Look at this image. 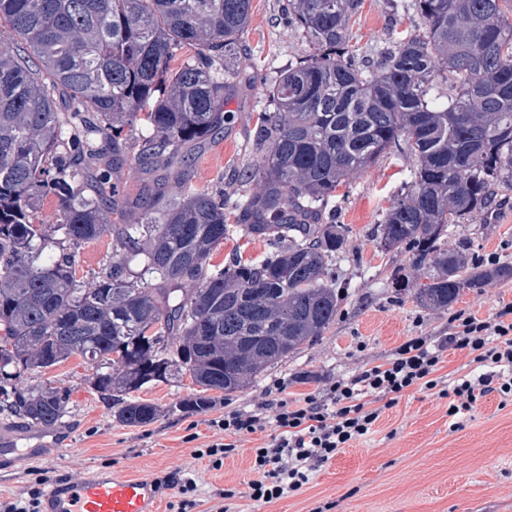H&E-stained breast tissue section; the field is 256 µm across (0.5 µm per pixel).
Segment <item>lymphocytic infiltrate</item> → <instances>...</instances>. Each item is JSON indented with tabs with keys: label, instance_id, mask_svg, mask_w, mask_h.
Segmentation results:
<instances>
[{
	"label": "lymphocytic infiltrate",
	"instance_id": "f902f5d3",
	"mask_svg": "<svg viewBox=\"0 0 512 512\" xmlns=\"http://www.w3.org/2000/svg\"><path fill=\"white\" fill-rule=\"evenodd\" d=\"M450 349L468 351L480 374L453 382L440 376L444 354ZM413 387L446 398L448 416L454 420L489 393H498L504 401L512 399V307L485 320L456 313L448 336L437 341L410 337L386 362L337 380L325 394L228 411L217 423L222 438L196 454L209 457L219 468L224 458L237 452L239 437L268 432V439L253 450L256 477L249 488L252 500L269 504L300 490L319 464L368 434L382 409L392 408ZM371 397L377 407L368 406Z\"/></svg>",
	"mask_w": 512,
	"mask_h": 512
}]
</instances>
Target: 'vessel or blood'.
<instances>
[{
	"mask_svg": "<svg viewBox=\"0 0 512 512\" xmlns=\"http://www.w3.org/2000/svg\"><path fill=\"white\" fill-rule=\"evenodd\" d=\"M159 502L153 480L98 474L58 481L47 491L42 512H159Z\"/></svg>",
	"mask_w": 512,
	"mask_h": 512,
	"instance_id": "1",
	"label": "vessel or blood"
}]
</instances>
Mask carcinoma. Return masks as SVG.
<instances>
[{"label":"carcinoma","mask_w":512,"mask_h":512,"mask_svg":"<svg viewBox=\"0 0 512 512\" xmlns=\"http://www.w3.org/2000/svg\"><path fill=\"white\" fill-rule=\"evenodd\" d=\"M361 4L284 0L313 52L269 86L275 110L244 174L255 189L234 205L236 228L273 251L213 271L229 200L193 186L183 147L224 129L251 0H0V411L56 426L66 392L17 380L79 356L113 416L142 426L160 410L133 393L157 378L188 372L200 393L179 407L202 412L207 392H236L317 341L336 319L329 270L347 233L326 206L394 148L416 166L377 238L427 269L417 302L445 309L512 278L442 247L492 186H512V0H409L422 28L371 70L349 45ZM440 69L454 87L443 105ZM126 166L144 184L135 200ZM48 196L55 224L34 218ZM131 211L138 222L112 223ZM104 234L111 260L78 280V250Z\"/></svg>","instance_id":"carcinoma-1"}]
</instances>
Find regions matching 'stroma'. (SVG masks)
<instances>
[{
	"instance_id": "obj_1",
	"label": "stroma",
	"mask_w": 512,
	"mask_h": 512,
	"mask_svg": "<svg viewBox=\"0 0 512 512\" xmlns=\"http://www.w3.org/2000/svg\"><path fill=\"white\" fill-rule=\"evenodd\" d=\"M282 2L252 0L240 83L224 103V132L191 150L196 188L223 187L232 201L254 189L238 174L255 159L252 143L260 113L273 109L268 86L290 62L312 51L301 31L285 23ZM419 23L397 0H363L349 24L351 44L359 60L370 66L379 50L395 45ZM410 167V160L393 152L337 189L329 207L347 234L332 266L331 278L341 293L335 321L317 342L259 374L242 391L216 394L206 411L180 408V401L197 390L186 373L138 391L139 399L159 406L162 414L154 423L135 428L116 421L91 386L93 371L82 358L22 374L23 388L49 382L65 389L67 412L48 429L0 412V428L17 436L23 449L21 455L0 461V500L47 490L57 480L109 471L162 481L161 512H170L181 500V485L189 477L197 484L196 512L221 507L228 512H512V403L501 404L494 393L481 398L463 416L462 428L453 430L445 400L431 391L409 389L367 435L317 468L308 484L269 504L248 496L254 477L250 450L265 442V434L242 436L238 452L218 470L195 454L213 438L211 420L225 411L323 391L338 379L385 362L407 337L436 340L447 335L452 311L486 319L512 304V278L464 290L449 310L425 308L414 288L395 287V277L420 280L424 273L413 269L410 252L382 250L373 232L405 188ZM445 246L465 251L471 260L492 255L497 263H512V187H494L488 208L451 227ZM271 250L268 242L234 231L210 263L223 267L236 254L257 261ZM280 381L287 386L281 395L272 390ZM227 489L234 490L233 499H224Z\"/></svg>"
}]
</instances>
